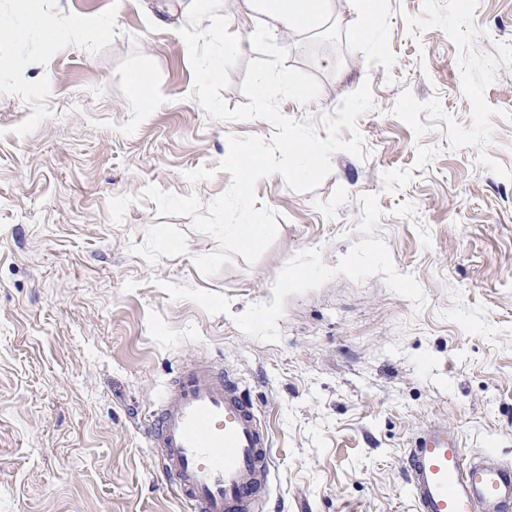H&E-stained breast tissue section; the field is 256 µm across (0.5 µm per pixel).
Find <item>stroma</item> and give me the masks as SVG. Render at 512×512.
<instances>
[{
  "label": "stroma",
  "mask_w": 512,
  "mask_h": 512,
  "mask_svg": "<svg viewBox=\"0 0 512 512\" xmlns=\"http://www.w3.org/2000/svg\"><path fill=\"white\" fill-rule=\"evenodd\" d=\"M110 28L0 38V512H183L142 426L173 366L233 372L269 421L279 512H414L400 457L431 423L512 460V0H357L281 39L314 76L319 122L371 82L368 159L339 151L310 192L259 179L278 230L215 275L191 218L150 185L209 204L229 136L193 95L177 26L140 0H36ZM162 92L150 111L141 77ZM206 167L212 178L190 183ZM133 196L122 223L110 198Z\"/></svg>",
  "instance_id": "obj_1"
}]
</instances>
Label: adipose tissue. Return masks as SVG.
Returning <instances> with one entry per match:
<instances>
[{
    "mask_svg": "<svg viewBox=\"0 0 512 512\" xmlns=\"http://www.w3.org/2000/svg\"><path fill=\"white\" fill-rule=\"evenodd\" d=\"M332 0H245L250 36L274 39L330 20Z\"/></svg>",
    "mask_w": 512,
    "mask_h": 512,
    "instance_id": "obj_1",
    "label": "adipose tissue"
}]
</instances>
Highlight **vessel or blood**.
I'll return each instance as SVG.
<instances>
[{
  "mask_svg": "<svg viewBox=\"0 0 512 512\" xmlns=\"http://www.w3.org/2000/svg\"><path fill=\"white\" fill-rule=\"evenodd\" d=\"M144 433L185 512H265L272 435L229 370L205 360L183 365ZM400 462L416 512H512V462L467 452L447 425L422 429Z\"/></svg>",
  "mask_w": 512,
  "mask_h": 512,
  "instance_id": "1",
  "label": "vessel or blood"
}]
</instances>
